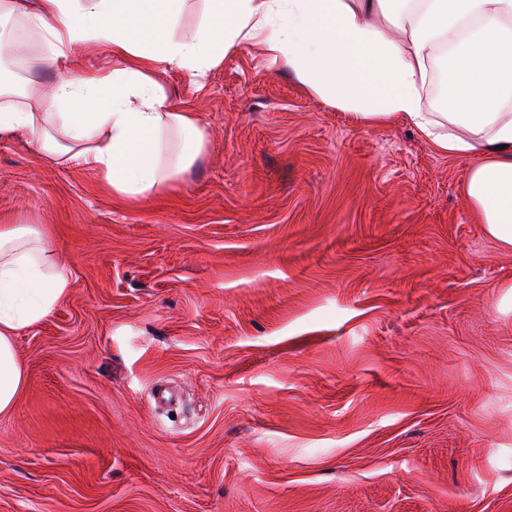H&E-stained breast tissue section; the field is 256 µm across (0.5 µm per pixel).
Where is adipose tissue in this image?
I'll use <instances>...</instances> for the list:
<instances>
[{"mask_svg":"<svg viewBox=\"0 0 512 512\" xmlns=\"http://www.w3.org/2000/svg\"><path fill=\"white\" fill-rule=\"evenodd\" d=\"M0 0V20L21 19L45 54L32 73L60 76L15 96L0 83V131L26 132L41 152L98 175L113 197L140 202L195 162L205 133L175 111L160 81L170 69L203 78L241 45H260L325 103L366 124L397 117L442 153L478 157L465 188L490 237L512 248V0ZM200 23L176 26L186 9ZM397 30L388 35L379 18ZM91 42L115 69L73 71ZM446 109L424 94L437 50ZM70 290L61 263L26 224L0 227V416L25 387L14 338L45 319Z\"/></svg>","mask_w":512,"mask_h":512,"instance_id":"1","label":"adipose tissue"}]
</instances>
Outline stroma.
Wrapping results in <instances>:
<instances>
[{"mask_svg": "<svg viewBox=\"0 0 512 512\" xmlns=\"http://www.w3.org/2000/svg\"><path fill=\"white\" fill-rule=\"evenodd\" d=\"M162 82L207 142L138 204L0 132V226L70 279L15 338L0 512H512V249L475 158L255 44Z\"/></svg>", "mask_w": 512, "mask_h": 512, "instance_id": "obj_1", "label": "stroma"}]
</instances>
